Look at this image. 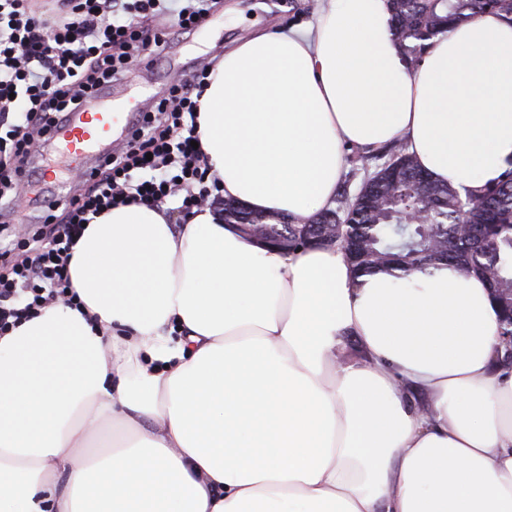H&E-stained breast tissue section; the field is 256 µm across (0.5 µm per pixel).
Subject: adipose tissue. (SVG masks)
<instances>
[{
    "label": "adipose tissue",
    "instance_id": "obj_1",
    "mask_svg": "<svg viewBox=\"0 0 512 512\" xmlns=\"http://www.w3.org/2000/svg\"><path fill=\"white\" fill-rule=\"evenodd\" d=\"M197 133L223 197L259 212L334 207L349 146L404 144L479 192L512 167V21L411 65L390 0H315L225 50ZM71 253L78 306L0 337V512H512V369L480 277L360 276L208 204L113 205Z\"/></svg>",
    "mask_w": 512,
    "mask_h": 512
}]
</instances>
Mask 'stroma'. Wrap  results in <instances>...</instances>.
I'll list each match as a JSON object with an SVG mask.
<instances>
[{
  "label": "stroma",
  "instance_id": "35a3bbf8",
  "mask_svg": "<svg viewBox=\"0 0 512 512\" xmlns=\"http://www.w3.org/2000/svg\"><path fill=\"white\" fill-rule=\"evenodd\" d=\"M314 0H214L204 24L185 33L176 24L177 0L149 27L164 41L159 53H143L129 72L112 84V99L138 95L149 109L157 95L176 78H187L224 48L233 46L252 29L290 26L310 19Z\"/></svg>",
  "mask_w": 512,
  "mask_h": 512
}]
</instances>
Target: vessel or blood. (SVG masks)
<instances>
[{"mask_svg": "<svg viewBox=\"0 0 512 512\" xmlns=\"http://www.w3.org/2000/svg\"><path fill=\"white\" fill-rule=\"evenodd\" d=\"M137 107L138 100L134 97L118 103L101 98L72 110L68 122L54 129L52 135L66 150L72 166H87L91 161L87 150L94 144L100 150L93 161L101 164L112 156L111 140L115 131L129 133Z\"/></svg>", "mask_w": 512, "mask_h": 512, "instance_id": "1", "label": "vessel or blood"}]
</instances>
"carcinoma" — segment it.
I'll return each mask as SVG.
<instances>
[{
	"label": "carcinoma",
	"mask_w": 512,
	"mask_h": 512,
	"mask_svg": "<svg viewBox=\"0 0 512 512\" xmlns=\"http://www.w3.org/2000/svg\"><path fill=\"white\" fill-rule=\"evenodd\" d=\"M394 30L410 62L451 25L481 13L512 16V0H392ZM386 158L351 196L339 185L336 207L307 219L263 214L224 201V223L290 254L307 246L338 244L362 274L379 270L399 280L440 264L454 265L487 283L500 312L497 365L508 369L512 343V168L480 194L460 193L425 174L397 144L359 158ZM425 220L415 224L412 215Z\"/></svg>",
	"instance_id": "obj_1"
}]
</instances>
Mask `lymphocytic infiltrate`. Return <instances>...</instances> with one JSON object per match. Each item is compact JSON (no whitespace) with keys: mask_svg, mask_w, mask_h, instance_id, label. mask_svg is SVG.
<instances>
[{"mask_svg":"<svg viewBox=\"0 0 512 512\" xmlns=\"http://www.w3.org/2000/svg\"><path fill=\"white\" fill-rule=\"evenodd\" d=\"M0 0V116L13 114L0 136V201L17 205L31 174L38 142L69 112L132 64V50L147 47L143 25L160 16L164 0ZM204 75L173 80L166 97L140 115L131 138L93 175H78L80 193L51 200L40 224L0 250V336L57 298L75 303L68 265L71 250L92 216L113 203L162 205L183 190L180 208L190 213L210 196L196 138L197 102ZM146 178L131 182V168Z\"/></svg>","mask_w":512,"mask_h":512,"instance_id":"f902f5d3","label":"lymphocytic infiltrate"}]
</instances>
